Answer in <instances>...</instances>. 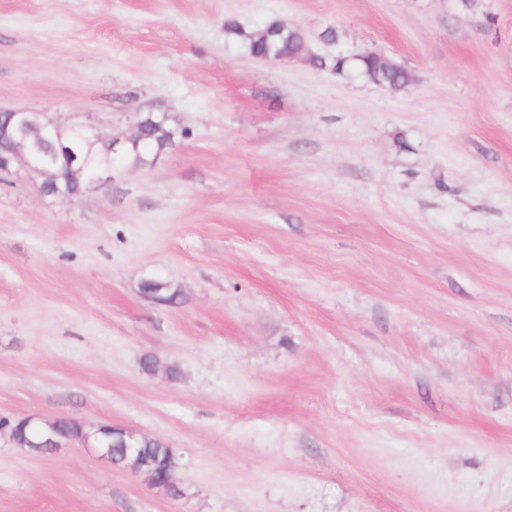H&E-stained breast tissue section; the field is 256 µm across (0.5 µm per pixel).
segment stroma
Here are the masks:
<instances>
[{
    "label": "stroma",
    "instance_id": "obj_1",
    "mask_svg": "<svg viewBox=\"0 0 512 512\" xmlns=\"http://www.w3.org/2000/svg\"><path fill=\"white\" fill-rule=\"evenodd\" d=\"M275 19L413 80L224 30ZM0 109L177 131L71 200L0 175V421L162 440L180 491L0 428V512H512V0H0ZM225 30L229 36L244 40L253 57L275 58L265 59L267 62H282L278 58L288 61L305 57L317 69L329 66L341 73L354 68L368 82L388 84L396 90L405 89L411 82V75L404 66L385 70L374 56L356 58L359 54H339L327 61L326 58L308 54L307 41L302 31L285 20H272L254 31H246L229 21L225 24Z\"/></svg>",
    "mask_w": 512,
    "mask_h": 512
}]
</instances>
